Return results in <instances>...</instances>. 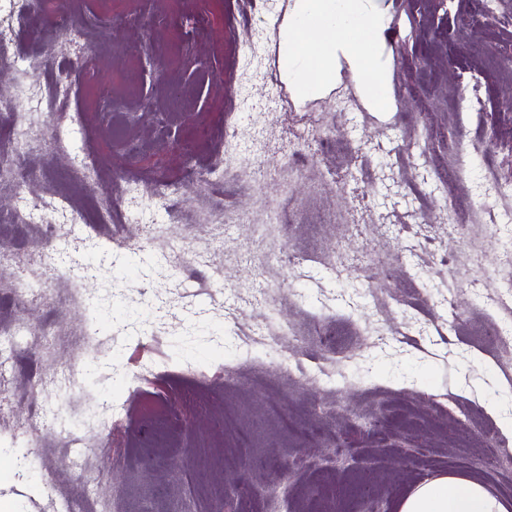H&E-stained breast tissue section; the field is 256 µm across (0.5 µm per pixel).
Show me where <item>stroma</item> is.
<instances>
[{
    "instance_id": "stroma-1",
    "label": "stroma",
    "mask_w": 512,
    "mask_h": 512,
    "mask_svg": "<svg viewBox=\"0 0 512 512\" xmlns=\"http://www.w3.org/2000/svg\"><path fill=\"white\" fill-rule=\"evenodd\" d=\"M292 4L145 0L154 22L139 28L80 0L100 63L58 114L39 100L79 51L40 10L21 29L32 66L0 71L13 105L0 133L60 125L76 147L25 154L32 180L0 194V216L44 202L38 223L10 229L0 265V319L27 330L0 353V512L77 497L97 512H360L363 482L397 512L448 472L512 505V458L483 461L512 418V352L477 332L502 284L468 276L497 258L486 181L512 176V79L490 68L512 57V0L479 16L474 0H375L391 19L384 109L346 68L326 92L293 95L279 64ZM117 69L118 101H100ZM470 71L478 113L457 109ZM83 155L91 196L73 177ZM166 164L174 188L159 197ZM126 183L138 220L71 226L70 209L94 216ZM272 209L279 223L256 234ZM45 224L92 263L80 297L70 267L42 260ZM280 246L317 263L264 264ZM371 257L394 277L363 276ZM19 271L40 299L17 302ZM91 311L96 363L83 358ZM271 317L295 334L263 349L255 330ZM297 358L335 372L336 389L288 373ZM102 401L123 406L120 425L100 426Z\"/></svg>"
}]
</instances>
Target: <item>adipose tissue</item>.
Wrapping results in <instances>:
<instances>
[{
  "label": "adipose tissue",
  "mask_w": 512,
  "mask_h": 512,
  "mask_svg": "<svg viewBox=\"0 0 512 512\" xmlns=\"http://www.w3.org/2000/svg\"><path fill=\"white\" fill-rule=\"evenodd\" d=\"M388 27L374 0H293L289 19L280 30L281 71L294 94L308 97L322 91L340 62L360 74H372L365 91L372 103L385 107L386 64L380 49ZM399 512H512L480 483L451 473L416 485L401 501Z\"/></svg>",
  "instance_id": "obj_1"
}]
</instances>
